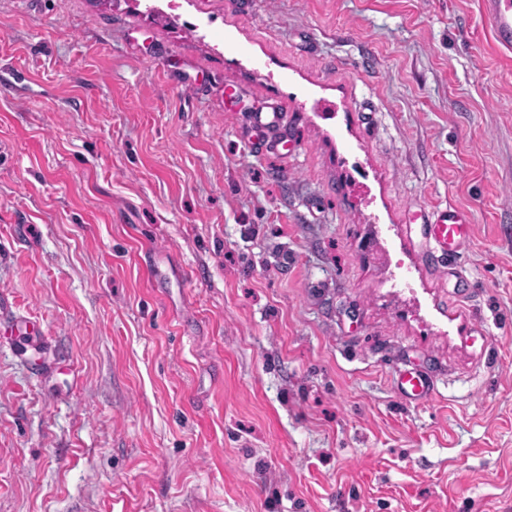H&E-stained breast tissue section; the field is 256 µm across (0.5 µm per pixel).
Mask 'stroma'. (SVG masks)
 Here are the masks:
<instances>
[{"label":"stroma","mask_w":512,"mask_h":512,"mask_svg":"<svg viewBox=\"0 0 512 512\" xmlns=\"http://www.w3.org/2000/svg\"><path fill=\"white\" fill-rule=\"evenodd\" d=\"M178 2L0 0V512H512L480 0ZM450 204L438 261L409 215ZM430 221L429 234L437 247L440 256L452 257L459 254L472 240L473 227L468 212L448 206L433 213Z\"/></svg>","instance_id":"stroma-1"}]
</instances>
